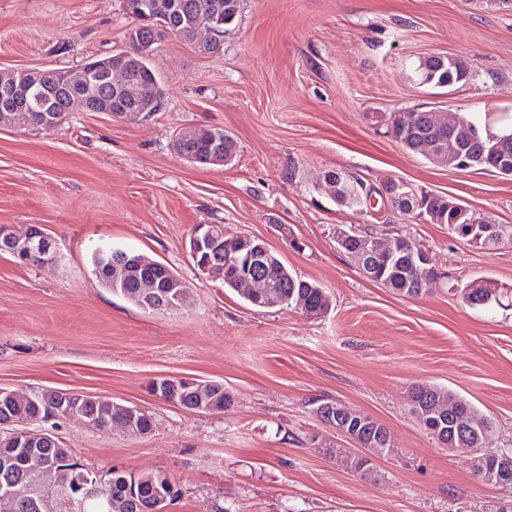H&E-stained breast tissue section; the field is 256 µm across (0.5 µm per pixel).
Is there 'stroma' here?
<instances>
[{
	"mask_svg": "<svg viewBox=\"0 0 512 512\" xmlns=\"http://www.w3.org/2000/svg\"><path fill=\"white\" fill-rule=\"evenodd\" d=\"M131 24L123 0H0V70L79 68L126 49ZM448 54L469 62V80L419 84L418 61ZM150 62L163 91L154 112L0 127V225H43L58 247L45 266L0 253V388L144 410L145 436L74 422L57 434L99 474L169 476L178 495L167 512H512V496L440 447L408 403L414 385L447 388L491 422L493 448L512 450V303L472 307L459 296L475 278L512 289V243L487 251L444 224L343 208L320 185L335 169L370 188L403 180L512 226V177L433 164L385 127L392 112L427 107L512 129V9L240 0L221 53L171 35ZM203 126L234 138L231 163L176 153L177 136ZM201 224L266 242L324 289L328 313L258 308L210 281L189 253ZM350 224L419 241L442 274L431 293L405 297L367 279L334 239ZM106 245L174 270L188 304L150 311L104 288L90 260ZM162 377L222 382L235 403L187 411L153 395ZM324 401L390 430L394 450L373 459L374 478L354 472L358 447L317 416Z\"/></svg>",
	"mask_w": 512,
	"mask_h": 512,
	"instance_id": "stroma-1",
	"label": "stroma"
}]
</instances>
